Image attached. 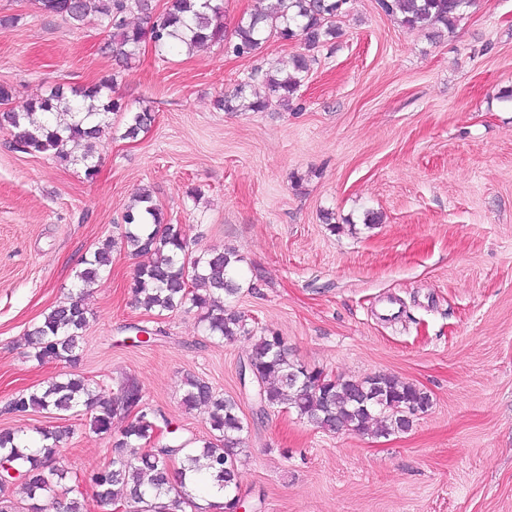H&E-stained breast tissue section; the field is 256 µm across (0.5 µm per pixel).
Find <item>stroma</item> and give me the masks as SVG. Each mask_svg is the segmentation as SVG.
I'll return each instance as SVG.
<instances>
[{
  "instance_id": "obj_1",
  "label": "stroma",
  "mask_w": 512,
  "mask_h": 512,
  "mask_svg": "<svg viewBox=\"0 0 512 512\" xmlns=\"http://www.w3.org/2000/svg\"><path fill=\"white\" fill-rule=\"evenodd\" d=\"M0 84L17 100L111 73L100 15L80 26L37 0H0ZM289 103L217 109L255 69H291L300 42L252 56L213 44L158 60L142 45L112 88L155 120L124 138L117 115L99 173L14 150L0 129V407L74 372L112 390L135 377L156 412L189 437L194 375L238 399L248 423L241 488L261 512H512V0H472L455 28L408 29L378 0H349ZM200 252L232 247L247 281L236 302L250 329L282 336L292 360L346 379L388 374L431 399L404 433L325 432L294 410L256 416L238 379L247 340L204 336L194 314L156 315L127 287L140 263L123 248L83 304L77 366L26 355L25 333L66 302L84 258L139 188ZM379 220L367 223L368 213ZM133 325L156 330L148 347ZM67 427L53 465L82 481L110 440L77 412L0 414V429Z\"/></svg>"
}]
</instances>
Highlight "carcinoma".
<instances>
[{
  "mask_svg": "<svg viewBox=\"0 0 512 512\" xmlns=\"http://www.w3.org/2000/svg\"><path fill=\"white\" fill-rule=\"evenodd\" d=\"M471 0H379L380 8L397 16L403 26L414 29L441 26L453 29ZM42 11L60 16L76 27L90 14H101L108 38L102 51L111 55L118 70L100 80L66 90L56 87L46 96L28 98L12 105L14 92L0 85V127L10 131L15 148L27 154H45L59 163H68L72 149L83 150L85 176L98 172L97 148L109 115L125 118L123 138L135 139L148 128L155 115L148 109L131 112L112 98V85L136 56L141 43L150 39L155 54L165 58L174 50L191 51L213 43L238 56H249L268 39L297 40L305 52L292 59V72L278 79L256 70L250 80L215 101L225 112H261L268 98L247 89L262 82L268 94L289 101L308 76L315 56L311 52L336 35V17L348 0H258L248 18L240 20L226 41L224 6L219 0H166L163 13L155 14L153 0H39ZM137 12L147 27L132 26L127 14ZM122 245L135 256L149 261L140 265L130 283L135 303L158 314L182 309L194 312L199 327L211 337L232 341L252 339L244 365L247 374L263 385L256 401L257 412L289 406L298 416L328 432L342 429L388 436L405 432L414 418L430 406V397L416 385L396 376L378 374L363 379L327 383L324 370L295 363L288 358L281 336L274 332L257 336L247 318L233 306L242 284L241 257L233 249L194 252L180 224L168 222L153 200L151 190L141 188L135 204L128 207L119 226L118 238H108L98 246L83 268L76 272L69 301L44 313L27 333L28 355L38 362H65L80 359V343L88 326V311L82 304L87 289L93 287L112 265V250ZM182 403L188 410L207 413L209 436L152 448L143 453L156 427L157 416L145 400L140 383L133 377L121 380L112 397L94 381L70 373L42 388L26 389L4 406L6 414L24 415L53 411L62 416L78 407L91 413V428L111 439L110 459L104 469L91 471L96 496L105 506L119 504L127 512H199L186 481H200V487L224 491V503L209 505L213 512H229L228 501L240 493L239 474L233 462L244 447L248 425L239 401L221 396L204 379L189 375L183 380ZM137 407V416L128 419ZM124 425L114 428V420ZM41 446L26 444L22 430H0V457L19 472L29 504L26 512H48L55 507L56 491L65 476L51 465L53 457L71 434L68 429L39 430ZM180 459L172 470L167 458Z\"/></svg>",
  "mask_w": 512,
  "mask_h": 512,
  "instance_id": "cac0c4a2",
  "label": "carcinoma"
}]
</instances>
